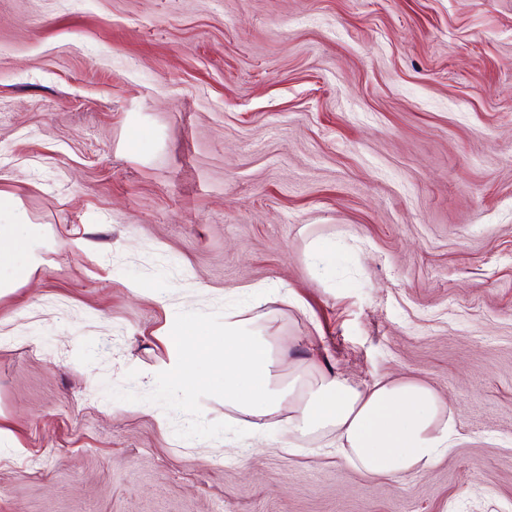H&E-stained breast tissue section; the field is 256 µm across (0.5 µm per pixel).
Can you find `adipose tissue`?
I'll return each mask as SVG.
<instances>
[{"label":"adipose tissue","mask_w":512,"mask_h":512,"mask_svg":"<svg viewBox=\"0 0 512 512\" xmlns=\"http://www.w3.org/2000/svg\"><path fill=\"white\" fill-rule=\"evenodd\" d=\"M43 243L34 225L0 224V292L28 281L41 265ZM170 352L177 370L191 376L198 361L214 357L224 364V404L254 418V428L290 404L283 426L291 436L335 435L348 462L369 478L420 471L442 459L449 448L447 401L427 383L405 378L360 389L339 374L303 372L283 381L274 371L273 346L254 319L224 314V347L188 348L171 331Z\"/></svg>","instance_id":"ef3b65f1"}]
</instances>
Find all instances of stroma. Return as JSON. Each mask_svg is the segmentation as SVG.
I'll use <instances>...</instances> for the list:
<instances>
[{
    "label": "stroma",
    "instance_id": "35a3bbf8",
    "mask_svg": "<svg viewBox=\"0 0 512 512\" xmlns=\"http://www.w3.org/2000/svg\"><path fill=\"white\" fill-rule=\"evenodd\" d=\"M16 213L0 512H512V0H0ZM254 291L281 374L422 380L448 456L370 479L179 388L172 317ZM42 247L34 224H26L21 218L12 224H0V295L30 279L43 263Z\"/></svg>",
    "mask_w": 512,
    "mask_h": 512
}]
</instances>
